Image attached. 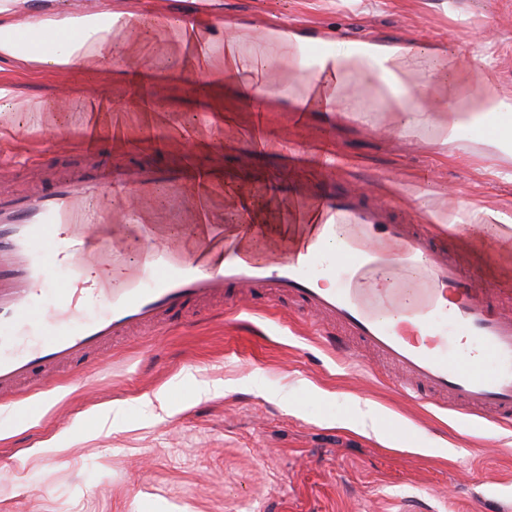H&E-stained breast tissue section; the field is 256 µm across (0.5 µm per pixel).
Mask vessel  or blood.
I'll use <instances>...</instances> for the list:
<instances>
[{
  "label": "vessel or blood",
  "mask_w": 512,
  "mask_h": 512,
  "mask_svg": "<svg viewBox=\"0 0 512 512\" xmlns=\"http://www.w3.org/2000/svg\"><path fill=\"white\" fill-rule=\"evenodd\" d=\"M106 181L103 168H78L23 196L0 190V396L37 374L77 366L133 330L185 323L249 288L289 302L318 328L339 326L348 342L397 365L407 395L451 397L459 432L475 418L512 426V310L493 305V289L463 278L423 225L396 222L389 209L343 191L300 203L310 230L285 256L249 258L233 248L203 272L155 246L130 268L92 252L105 218L84 202ZM335 242L340 255L331 262ZM53 261L69 277L52 293ZM394 269L418 274L420 287L387 280ZM90 301L99 314H87ZM35 322L40 336L22 343Z\"/></svg>",
  "instance_id": "1"
}]
</instances>
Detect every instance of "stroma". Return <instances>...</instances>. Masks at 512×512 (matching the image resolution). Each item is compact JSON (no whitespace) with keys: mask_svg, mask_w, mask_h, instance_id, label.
<instances>
[{"mask_svg":"<svg viewBox=\"0 0 512 512\" xmlns=\"http://www.w3.org/2000/svg\"><path fill=\"white\" fill-rule=\"evenodd\" d=\"M220 8L230 26L288 21L314 38V55L327 40H430L449 51L477 39L482 49L464 79L488 77L512 93V0H221ZM163 39H141L142 92L161 106L158 121L111 72L1 65L21 106L8 116L15 137L0 139V160L11 165L0 188L20 193L99 160L145 170L149 223L180 230L176 247L190 259L200 253L189 234L200 213L227 228L239 223L226 205L231 189L247 187L275 224L288 204L357 188L424 225L465 274L512 304V182L485 173L493 164L512 168L511 153L487 154L480 133L442 147L426 134L386 135L350 114L328 126L317 113L296 112L285 88L260 111L224 94L222 126L209 134L210 104ZM60 85L73 98L64 131L27 138ZM91 85L112 111H85ZM183 166L216 173L207 196L188 191L177 175ZM461 203L498 213L496 229L447 223ZM198 381L223 392L196 398ZM160 390L171 412L159 416L139 399ZM358 399L373 406L380 432L352 425ZM508 501L512 429L478 421L460 437L454 411L405 396L394 371L364 349L337 354L309 318L281 302L220 308L131 337L0 400V512H500Z\"/></svg>","mask_w":512,"mask_h":512,"instance_id":"35a3bbf8","label":"stroma"}]
</instances>
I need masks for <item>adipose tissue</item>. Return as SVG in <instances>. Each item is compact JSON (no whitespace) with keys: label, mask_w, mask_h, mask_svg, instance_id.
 I'll return each mask as SVG.
<instances>
[{"label":"adipose tissue","mask_w":512,"mask_h":512,"mask_svg":"<svg viewBox=\"0 0 512 512\" xmlns=\"http://www.w3.org/2000/svg\"><path fill=\"white\" fill-rule=\"evenodd\" d=\"M192 2L191 11L160 16L117 10L112 0H95L88 12L75 11L72 0H0V61L32 63L42 72L109 70L128 83L140 75L135 36L148 25L177 33L199 51L189 70L200 75L199 88L207 98L222 96L228 88L249 101L276 94L274 59L247 56L239 49L245 27L225 26L219 0ZM121 31L126 40H117ZM217 41L223 43L224 55L216 61L209 48ZM262 41L287 49L288 70L297 78L292 100L308 109L345 112L355 104V86L393 82L395 92L377 105L385 114L382 130L389 135L429 129L445 144L463 128L489 126L492 113L512 106L495 82L466 84L455 53H434L424 68V51L415 44L364 39L313 58L307 39L285 24L266 30Z\"/></svg>","instance_id":"adipose-tissue-1"}]
</instances>
